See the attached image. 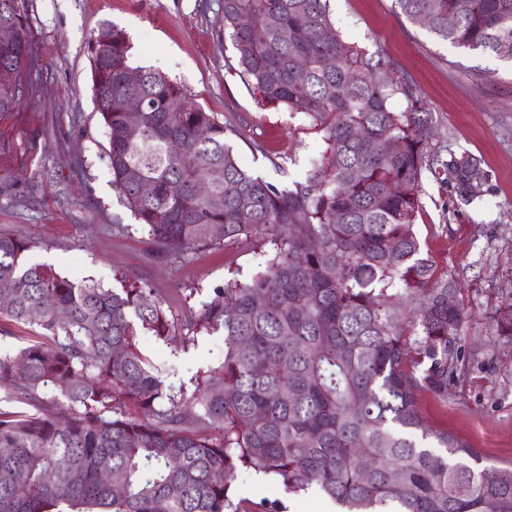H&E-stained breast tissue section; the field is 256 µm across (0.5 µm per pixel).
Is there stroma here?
<instances>
[{
	"label": "stroma",
	"instance_id": "obj_1",
	"mask_svg": "<svg viewBox=\"0 0 512 512\" xmlns=\"http://www.w3.org/2000/svg\"><path fill=\"white\" fill-rule=\"evenodd\" d=\"M348 41L383 48L415 84L440 140L481 159L482 199L466 205L424 179L415 232L435 274L456 281L469 313L461 340L466 367L447 399L419 397L426 421L475 448L484 464L512 463V338L493 318L512 309V64L452 46L400 15L395 0H329ZM32 82L0 112V231L32 245L27 259L108 288L136 284L162 299L168 341L144 333L139 347L181 386L218 365L222 334L194 335L191 310L214 288L264 270L268 237L159 255L147 229L112 185L109 140L95 109L89 39L111 22L130 39L131 66L154 69L221 123L244 166L283 187L307 180L326 145L312 121L261 107L238 73L224 35L222 0H25ZM233 501L252 512H327L316 491L286 494L271 476L239 471Z\"/></svg>",
	"mask_w": 512,
	"mask_h": 512
}]
</instances>
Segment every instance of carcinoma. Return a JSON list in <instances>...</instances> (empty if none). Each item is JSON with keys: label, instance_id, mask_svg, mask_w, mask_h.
I'll return each instance as SVG.
<instances>
[{"label": "carcinoma", "instance_id": "cac0c4a2", "mask_svg": "<svg viewBox=\"0 0 512 512\" xmlns=\"http://www.w3.org/2000/svg\"><path fill=\"white\" fill-rule=\"evenodd\" d=\"M396 4L414 23L428 17L438 39L512 62V0ZM223 14L259 104L307 114L326 152L293 189L249 172L229 143L233 127L165 75L130 66L123 29L107 22L94 32L108 47L90 57L113 185L158 253L262 231L275 253L192 313L196 332H222L224 358L188 395L172 392L138 347L142 331L168 340L163 300L31 264L33 245L0 232V283L12 292L0 318L41 337L0 355V380L30 406L0 410V512H239L227 483L239 468L290 494L316 490L342 512H512V466L480 465L476 449L424 421L417 401L448 398L465 367L467 318L414 231L423 179L470 204L487 192L481 160L433 143L431 113L398 62L346 41L327 0H224ZM2 20L21 33L0 48V69L14 74L0 82V112H11L30 85L21 0L0 8ZM132 95L144 101L135 128L125 112ZM396 97L406 110L391 108ZM383 138L401 150L377 151ZM400 285L402 309L389 294ZM109 471L121 473L120 490L104 482Z\"/></svg>", "mask_w": 512, "mask_h": 512}]
</instances>
